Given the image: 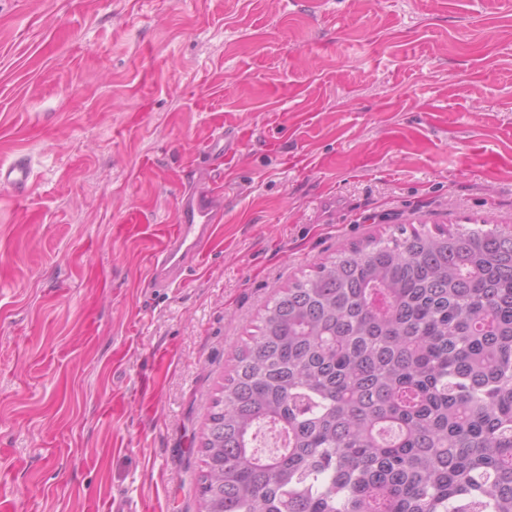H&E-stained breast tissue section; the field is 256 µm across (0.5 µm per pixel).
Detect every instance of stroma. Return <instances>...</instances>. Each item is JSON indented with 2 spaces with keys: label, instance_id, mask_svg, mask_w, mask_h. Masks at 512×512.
<instances>
[{
  "label": "stroma",
  "instance_id": "stroma-1",
  "mask_svg": "<svg viewBox=\"0 0 512 512\" xmlns=\"http://www.w3.org/2000/svg\"><path fill=\"white\" fill-rule=\"evenodd\" d=\"M20 154L0 512H198L208 408L290 282L402 225L512 230V0H0ZM215 184L212 247L149 287L182 191Z\"/></svg>",
  "mask_w": 512,
  "mask_h": 512
}]
</instances>
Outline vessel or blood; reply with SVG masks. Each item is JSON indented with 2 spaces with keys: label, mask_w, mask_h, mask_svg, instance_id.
Returning <instances> with one entry per match:
<instances>
[{
  "label": "vessel or blood",
  "mask_w": 512,
  "mask_h": 512,
  "mask_svg": "<svg viewBox=\"0 0 512 512\" xmlns=\"http://www.w3.org/2000/svg\"><path fill=\"white\" fill-rule=\"evenodd\" d=\"M32 181L33 168L26 157H19L8 166H0V184L8 185L16 195H26ZM223 215L224 209L215 190H185L180 198L175 224L170 226L160 249L151 257V286L165 288L180 281L213 241Z\"/></svg>",
  "instance_id": "1"
}]
</instances>
